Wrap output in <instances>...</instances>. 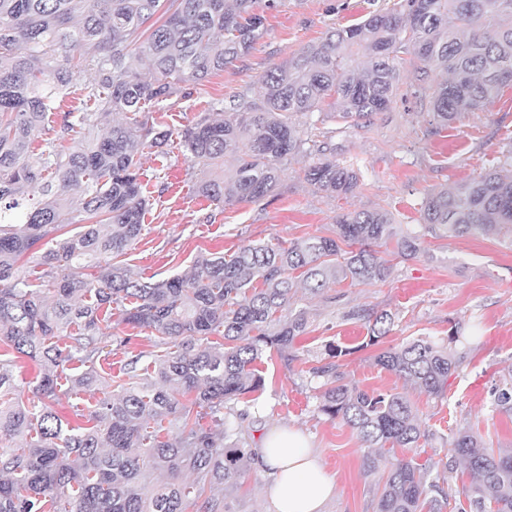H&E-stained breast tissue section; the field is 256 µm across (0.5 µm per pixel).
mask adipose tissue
<instances>
[{
    "instance_id": "1",
    "label": "adipose tissue",
    "mask_w": 512,
    "mask_h": 512,
    "mask_svg": "<svg viewBox=\"0 0 512 512\" xmlns=\"http://www.w3.org/2000/svg\"><path fill=\"white\" fill-rule=\"evenodd\" d=\"M256 452L271 512H323L336 484L300 432H268L259 439Z\"/></svg>"
}]
</instances>
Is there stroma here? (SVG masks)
Instances as JSON below:
<instances>
[{
	"label": "stroma",
	"instance_id": "obj_1",
	"mask_svg": "<svg viewBox=\"0 0 512 512\" xmlns=\"http://www.w3.org/2000/svg\"><path fill=\"white\" fill-rule=\"evenodd\" d=\"M387 0H277L266 8L265 32L246 56L225 66L192 89L174 95L165 122L183 129L201 116L216 115L229 98L256 97L259 79L328 30L356 22L381 9ZM343 156L360 171V186L349 198H329L303 178L309 158L288 164L277 189L257 202L222 205L195 189L202 172L186 159L177 142L146 151L141 179L153 196L138 242L118 261L138 277L156 281L186 271L202 252L229 255L253 243L275 245L309 235H329L338 213L353 209L385 210L408 231L421 222L420 204L432 190L497 169L512 168V86L483 110L467 112L453 124H436L429 109L427 83L403 86L390 111L374 115L369 126L346 129L337 138ZM429 258L391 257L393 272L385 282L341 283L333 304L310 301V326L297 337L295 359L265 360V386L258 414L241 419L246 435L278 427L305 433L325 470L334 478L336 494L325 512H375L377 489L363 472L367 450L349 427L318 410V380L308 369L327 343L346 349L340 357L346 381L360 389L403 393L412 402L422 430L416 460L425 464L445 458L458 431L477 432L495 448H512V413L497 410L490 390L501 370L512 364V244L495 236L425 237ZM389 311L394 323L378 345H368L365 324L347 319L350 307ZM476 337L469 357L449 377L441 399L428 398L374 363L382 350L407 339L447 338L455 322ZM108 352L101 367L116 392L131 383L124 366L135 354L153 353L151 331L122 323L112 315Z\"/></svg>",
	"mask_w": 512,
	"mask_h": 512
}]
</instances>
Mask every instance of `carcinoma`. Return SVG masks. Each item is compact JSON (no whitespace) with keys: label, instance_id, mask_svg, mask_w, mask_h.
<instances>
[{"label":"carcinoma","instance_id":"1","mask_svg":"<svg viewBox=\"0 0 512 512\" xmlns=\"http://www.w3.org/2000/svg\"><path fill=\"white\" fill-rule=\"evenodd\" d=\"M176 2L142 42L140 30L165 0H0V342L15 353L0 358V435L24 440L0 448V512H186L190 503L197 512H232L227 497L206 491L238 489L255 452L224 408L241 404L243 416L255 404L265 386L263 358L295 360L288 350L310 315L297 303L298 289L331 304L339 299L332 288L343 281L384 282L392 266L379 249L416 259L428 234L512 242V174L490 170L424 197L420 232L402 231L386 211L359 210L337 215L330 236L249 244L228 257L201 253L188 270L157 281L112 262L139 240L151 206L140 181L147 147L179 138L204 172L196 192L217 203L264 198L299 155L317 158L304 171L317 192L347 197L360 176L341 158L336 135L392 108L403 56L418 82L446 74L429 100L441 126L482 109L512 82V0H393L269 68L260 98L243 95L218 120L204 116L157 132L146 110H163L178 91L189 96L188 86L250 53L264 30L256 0ZM78 65L94 71L92 106L63 113L56 140L78 128L81 143L63 155L52 140L34 158L32 136ZM322 111L336 127L307 124ZM110 112L127 122H103ZM71 225L77 232L59 235ZM25 254L39 255L42 285L18 266ZM77 267L97 275L78 279ZM113 306L123 323L155 331L166 353L151 362L150 376L101 398L92 426L65 427L52 401L63 380L73 393L102 383L96 362L108 332L100 312ZM346 317L368 327L370 345L393 324L392 314L373 308L352 307ZM62 337L69 340L63 348ZM468 344L456 323L445 342L413 338L374 362L441 398ZM342 355L329 342L308 370L320 380L319 412L368 448L402 449L389 459L365 456L377 512H441L439 485L415 460L424 433L413 406L399 392L347 382L336 362ZM21 357L40 362L36 402H24L13 383ZM74 362L84 370L72 375ZM186 396L200 411L191 413ZM492 397L496 408L512 412V365ZM201 416L224 426V435L202 427ZM448 454L443 469L458 460L470 477L458 512H512V448L494 450L463 430ZM184 473L193 481L179 482Z\"/></svg>","mask_w":512,"mask_h":512}]
</instances>
